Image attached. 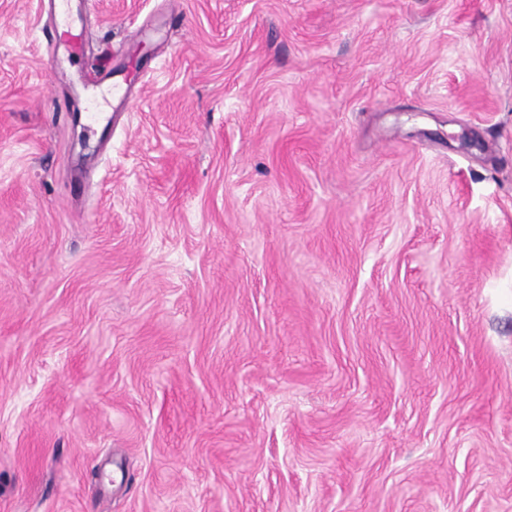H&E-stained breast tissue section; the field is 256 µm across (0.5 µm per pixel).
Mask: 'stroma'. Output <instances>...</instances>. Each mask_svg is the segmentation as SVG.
Here are the masks:
<instances>
[{
    "instance_id": "obj_1",
    "label": "stroma",
    "mask_w": 512,
    "mask_h": 512,
    "mask_svg": "<svg viewBox=\"0 0 512 512\" xmlns=\"http://www.w3.org/2000/svg\"><path fill=\"white\" fill-rule=\"evenodd\" d=\"M71 7L0 0V512H512V0ZM54 32L55 37L48 44L51 48H53L57 42V40L65 38L67 39V43L72 51V53L78 54L81 45L86 41H89L90 38V30L87 27H81L79 29L67 28L63 29V25L54 24Z\"/></svg>"
}]
</instances>
